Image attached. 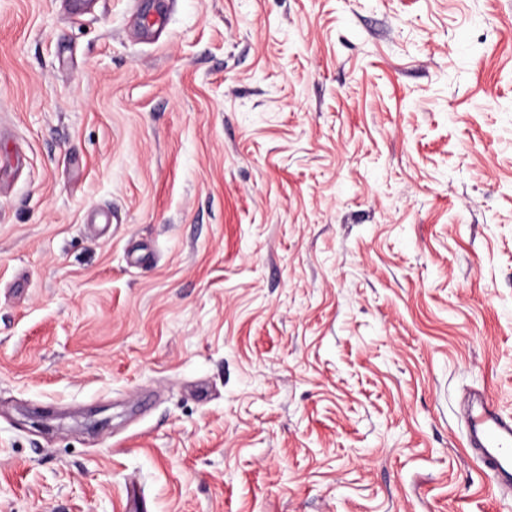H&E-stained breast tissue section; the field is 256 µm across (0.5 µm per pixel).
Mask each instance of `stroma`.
I'll list each match as a JSON object with an SVG mask.
<instances>
[{"instance_id":"35a3bbf8","label":"stroma","mask_w":512,"mask_h":512,"mask_svg":"<svg viewBox=\"0 0 512 512\" xmlns=\"http://www.w3.org/2000/svg\"><path fill=\"white\" fill-rule=\"evenodd\" d=\"M473 391L512 0H0V512H512Z\"/></svg>"}]
</instances>
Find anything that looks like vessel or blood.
<instances>
[{"label": "vessel or blood", "instance_id": "b4317fda", "mask_svg": "<svg viewBox=\"0 0 512 512\" xmlns=\"http://www.w3.org/2000/svg\"><path fill=\"white\" fill-rule=\"evenodd\" d=\"M468 446L497 487L512 486V417L487 397H479L467 414Z\"/></svg>", "mask_w": 512, "mask_h": 512}]
</instances>
